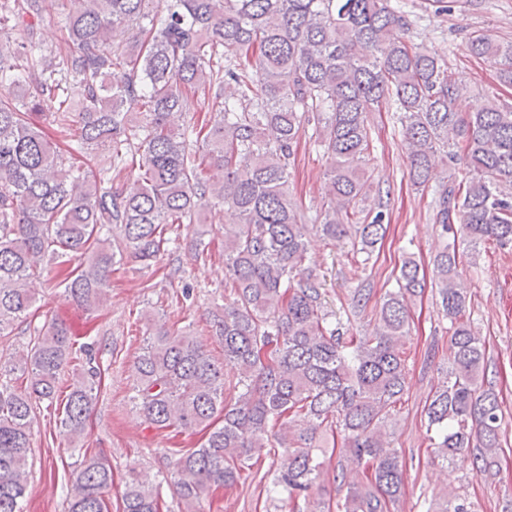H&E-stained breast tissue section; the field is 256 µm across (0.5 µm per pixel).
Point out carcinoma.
I'll use <instances>...</instances> for the list:
<instances>
[{
  "mask_svg": "<svg viewBox=\"0 0 512 512\" xmlns=\"http://www.w3.org/2000/svg\"><path fill=\"white\" fill-rule=\"evenodd\" d=\"M156 8L161 25H141ZM58 12L67 50L47 56L34 36ZM117 24L137 26L123 48L108 37ZM410 26L392 0H0V86L30 90L23 103L0 93V336L26 321L36 301L30 285L51 264L80 258L62 285L93 311L107 300L115 267H150L173 225L207 212L224 226L232 300L212 325L224 361L191 332L159 327L147 330L135 362L132 402L144 421L204 431L173 476L185 512H200L210 487L237 484L256 448L281 449L274 489L309 497L325 474L316 451L328 434L362 474L349 481L338 471L347 490L336 512H392L399 501L392 423L407 380L408 303L426 288L420 265L406 257L367 336L324 310L322 284L304 267L312 233L352 236L366 255L384 237V212L364 216L357 204L373 189L368 114L388 99L414 186L450 162L472 172L463 184L443 181L435 205L447 241L433 258L434 287L450 339L425 416L442 466L469 458L488 472L495 463L502 411L483 388L486 344L470 321L459 266L462 244L512 249V106L461 110L448 63L410 46ZM468 48L512 80V41L478 31ZM45 98L58 102L50 113L58 133L76 127L65 155L34 119ZM194 102L216 118L175 124ZM309 130L329 164L328 208L317 224L288 192L291 159ZM98 147L112 153L106 171L73 162ZM135 168L139 187L127 194L115 183ZM70 363L60 427L76 444L102 373L91 349H75L71 326L51 320L19 359L0 362V512H22L35 409L59 400ZM228 370L241 387L234 396ZM78 467L66 512H109L111 463L84 448ZM120 499V512H160L157 487L134 468ZM427 512L474 509L446 492Z\"/></svg>",
  "mask_w": 512,
  "mask_h": 512,
  "instance_id": "cac0c4a2",
  "label": "carcinoma"
}]
</instances>
